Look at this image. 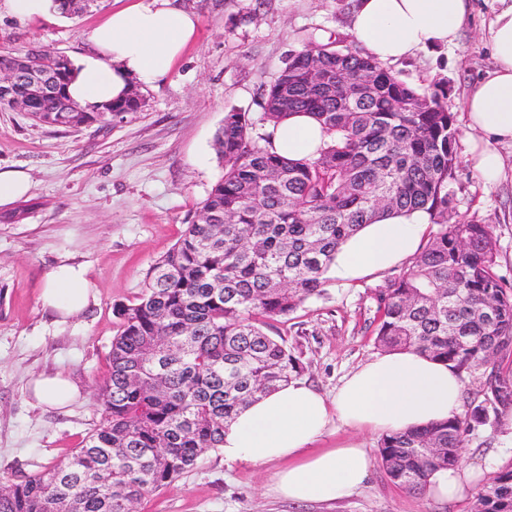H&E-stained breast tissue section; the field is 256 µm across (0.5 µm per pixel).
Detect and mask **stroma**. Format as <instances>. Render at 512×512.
I'll use <instances>...</instances> for the list:
<instances>
[{"label": "stroma", "mask_w": 512, "mask_h": 512, "mask_svg": "<svg viewBox=\"0 0 512 512\" xmlns=\"http://www.w3.org/2000/svg\"><path fill=\"white\" fill-rule=\"evenodd\" d=\"M197 15L199 35L171 71L139 87L141 111L79 127L36 123L0 110V170L18 169L31 191L0 207V477L23 479L62 460L101 419L97 389L110 369L119 329L114 306L140 295L148 270L180 238L188 216L224 174L214 149L227 109L249 112L252 136L268 133L259 105L305 33L325 39L348 31L356 0H178ZM118 0H94L77 14L31 22L0 19V50L36 42L77 59L85 33ZM501 0H471L454 43L388 63L389 71L428 88L447 79L446 100L459 130L455 192L458 220L492 225L497 270L512 284V143L498 146L509 168L489 183L465 159L470 131L462 102L491 72L488 27ZM84 265L95 303L56 323L39 296L55 264ZM391 268L357 280L325 275L322 291L288 318L275 320L299 358L302 380L333 398L345 376L379 355L376 289L398 276ZM69 374L82 395L58 409L34 402L39 375ZM512 460V427L484 426L466 436L459 463L495 471ZM275 465L225 463L206 453L169 488L143 499L137 512H467L468 500L442 501L394 484L381 465L355 495L296 505L271 490Z\"/></svg>", "instance_id": "stroma-1"}]
</instances>
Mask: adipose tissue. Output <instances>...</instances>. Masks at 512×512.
I'll return each mask as SVG.
<instances>
[{"instance_id":"obj_1","label":"adipose tissue","mask_w":512,"mask_h":512,"mask_svg":"<svg viewBox=\"0 0 512 512\" xmlns=\"http://www.w3.org/2000/svg\"><path fill=\"white\" fill-rule=\"evenodd\" d=\"M469 0H357L351 32L379 62L398 61L455 41ZM198 17L175 0H132L112 11L87 35L89 50L76 62L68 94L84 107L125 96L136 85L166 75L198 34ZM495 67L467 93L463 110L475 136L467 160L489 183L505 176L499 143L512 142V0L488 32ZM272 147L291 159L314 155L326 135L308 114L298 113L271 130ZM429 229L423 211L390 213L365 225L337 249L330 266L336 277L355 280L415 255ZM40 302L67 318L88 307L93 293L82 266L60 263L46 276ZM461 377L450 364L405 350L378 355L345 377L333 400L302 381H292L241 410L224 432L225 462L280 463L272 488L298 504L351 497L365 484L373 460L362 445L347 441L318 447L331 421L370 434L420 427L460 416ZM79 386L61 375L32 383L37 402L62 407ZM478 480L471 468L451 467L433 475L429 491L442 499L463 497Z\"/></svg>"}]
</instances>
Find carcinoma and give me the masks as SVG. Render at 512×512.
Instances as JSON below:
<instances>
[{
  "label": "carcinoma",
  "instance_id": "obj_1",
  "mask_svg": "<svg viewBox=\"0 0 512 512\" xmlns=\"http://www.w3.org/2000/svg\"><path fill=\"white\" fill-rule=\"evenodd\" d=\"M57 57L41 45L0 52V72L14 77L33 120L74 127L141 108L136 93L91 112L56 111L52 88L26 96L22 74L33 67L52 79ZM316 65L320 86L309 83ZM366 71L372 87L348 96L344 82ZM447 96V79L422 91L342 33L307 35L260 106L271 125L307 112L328 139L315 156L288 159L271 136H251L249 113L225 112L215 138L224 176L150 268L137 302L115 309L102 420L50 468L1 477L0 512H128L173 485L219 449L240 409L302 372L264 327L320 293L340 243L389 210L424 211L432 230L412 265L375 291V343L484 376L465 414L385 434L378 456L387 477L414 493L454 466L465 434L512 410V286L496 271L492 226L450 221L458 130ZM469 512H512V461Z\"/></svg>",
  "mask_w": 512,
  "mask_h": 512
}]
</instances>
